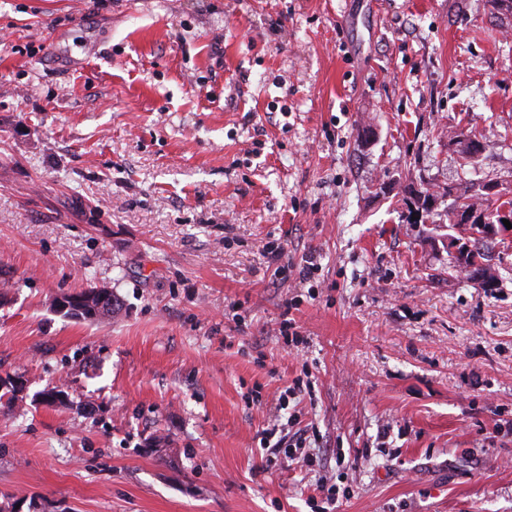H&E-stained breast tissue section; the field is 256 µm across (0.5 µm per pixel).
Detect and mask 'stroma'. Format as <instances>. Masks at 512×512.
<instances>
[{"instance_id": "obj_1", "label": "stroma", "mask_w": 512, "mask_h": 512, "mask_svg": "<svg viewBox=\"0 0 512 512\" xmlns=\"http://www.w3.org/2000/svg\"><path fill=\"white\" fill-rule=\"evenodd\" d=\"M490 181L512 198L493 0H0V503L311 512L341 451L334 512H512V237L496 288L446 238ZM91 285L120 316L55 308ZM292 416L315 468L266 462Z\"/></svg>"}]
</instances>
